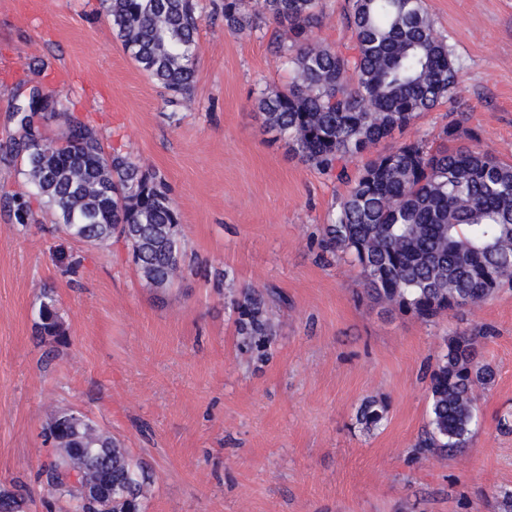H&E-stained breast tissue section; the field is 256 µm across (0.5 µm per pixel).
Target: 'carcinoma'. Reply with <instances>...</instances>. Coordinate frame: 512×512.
Segmentation results:
<instances>
[{"label":"carcinoma","mask_w":512,"mask_h":512,"mask_svg":"<svg viewBox=\"0 0 512 512\" xmlns=\"http://www.w3.org/2000/svg\"><path fill=\"white\" fill-rule=\"evenodd\" d=\"M102 11L125 52L174 105L190 101L200 15L197 0H101ZM224 26L250 35L256 19L275 24L270 42L288 71V90L256 98L264 128L286 140L302 162L351 184L325 227L324 247L360 268L368 294L385 307L425 322L487 301L512 283V163L473 148H455L451 124L439 140L406 141L365 162L350 177L349 162L401 132L461 89L462 66L435 28L424 0H343L341 24L352 44L335 49L313 38L322 23L320 0H224ZM43 113L66 144L27 130ZM20 130L12 151L22 159L25 196L43 202L54 228L99 248L123 242L150 286L165 287L183 271L178 207L161 175L143 170L130 154H108L97 132L60 95L30 87L12 110ZM237 333L246 346L274 335L264 302L250 292L236 303ZM41 335L60 336L55 299L40 305ZM477 336L466 331L446 341L430 375V429L418 447L446 455L466 447L476 424L475 392L492 370L477 360ZM55 414L47 434L56 448H83L85 474L98 477L96 448L112 449L108 512H139L148 480L137 465L85 414ZM384 410L370 401L360 421L375 428ZM51 492L72 512H85L79 490L58 455ZM24 501L0 492V512H21Z\"/></svg>","instance_id":"obj_1"}]
</instances>
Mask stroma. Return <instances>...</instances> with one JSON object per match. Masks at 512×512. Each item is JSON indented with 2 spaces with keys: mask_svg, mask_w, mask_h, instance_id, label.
<instances>
[{
  "mask_svg": "<svg viewBox=\"0 0 512 512\" xmlns=\"http://www.w3.org/2000/svg\"><path fill=\"white\" fill-rule=\"evenodd\" d=\"M201 14L189 107L125 53L100 0H0V490H31L25 512H67L37 475L55 450L44 428L82 412L148 471L142 512H501L512 490V287L431 322L364 294L357 266L322 251L349 190L265 131L254 106L288 74L257 31ZM462 70L457 96L377 145L433 141L512 161V0H425ZM44 69L33 75V60ZM96 130L105 150L157 171L180 213L185 266L159 292L123 245L100 250L53 231L39 203L19 221L21 162L11 105L32 78ZM63 335H40L43 292ZM276 292L270 341L239 346L242 292ZM479 340L495 372L479 423L453 456L413 455L430 418L429 376L446 337ZM376 401L383 426L367 430Z\"/></svg>",
  "mask_w": 512,
  "mask_h": 512,
  "instance_id": "stroma-1",
  "label": "stroma"
}]
</instances>
